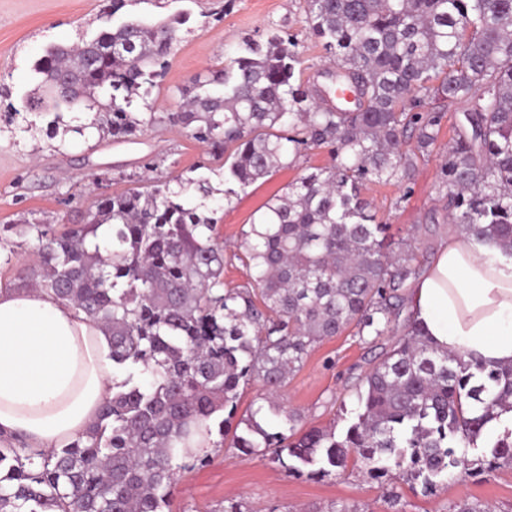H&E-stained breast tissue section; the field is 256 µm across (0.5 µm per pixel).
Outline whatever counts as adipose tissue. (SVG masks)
I'll use <instances>...</instances> for the list:
<instances>
[{
  "label": "adipose tissue",
  "instance_id": "adipose-tissue-1",
  "mask_svg": "<svg viewBox=\"0 0 512 512\" xmlns=\"http://www.w3.org/2000/svg\"><path fill=\"white\" fill-rule=\"evenodd\" d=\"M409 310L437 347L512 363V262L452 233L409 290ZM121 369L111 334L36 288L0 287V435L50 451L85 433Z\"/></svg>",
  "mask_w": 512,
  "mask_h": 512
}]
</instances>
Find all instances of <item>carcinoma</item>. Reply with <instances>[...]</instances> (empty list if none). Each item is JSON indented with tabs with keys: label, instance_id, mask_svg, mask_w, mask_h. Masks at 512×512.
Returning a JSON list of instances; mask_svg holds the SVG:
<instances>
[{
	"label": "carcinoma",
	"instance_id": "cac0c4a2",
	"mask_svg": "<svg viewBox=\"0 0 512 512\" xmlns=\"http://www.w3.org/2000/svg\"><path fill=\"white\" fill-rule=\"evenodd\" d=\"M305 23L354 83V107L323 103L302 80L294 35L245 39L235 57L178 89L166 113L220 162L200 175L146 179L102 197L86 223L48 235L36 224L39 286L111 333L124 376L97 422L49 454L0 447V512H169L176 474L210 461L218 433L244 455L316 478L361 466L425 493L453 478L512 468V364L437 348L405 313L420 276L415 250L391 249L390 226L361 195L367 182L414 180L438 141L444 108H467L440 165L452 223L512 258V0H305ZM189 16L111 24L55 45L14 112L92 113L116 140L156 123L146 102ZM115 51H103L107 45ZM69 73L79 102L59 96ZM312 148L331 162L253 213L240 248L252 284L224 285L218 208ZM112 248V260L101 255ZM346 331L397 337L359 387L341 433L299 425L282 402L309 352ZM261 393L232 428L241 384ZM271 412L279 430L256 420Z\"/></svg>",
	"mask_w": 512,
	"mask_h": 512
}]
</instances>
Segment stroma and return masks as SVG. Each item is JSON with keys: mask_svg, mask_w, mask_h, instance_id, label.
I'll list each match as a JSON object with an SVG mask.
<instances>
[{"mask_svg": "<svg viewBox=\"0 0 512 512\" xmlns=\"http://www.w3.org/2000/svg\"><path fill=\"white\" fill-rule=\"evenodd\" d=\"M191 14L178 33L154 109L178 107L179 87L234 57L242 40H265L273 32L292 34L305 45L303 77L325 88L330 67L320 43L305 30L304 0H129L113 11L112 0H0V286L24 288L35 263L34 235H21L29 224L58 233L82 223L102 196L137 186L142 177L169 180L193 176L211 165L205 147L188 130L167 123L124 141L91 132L70 135L67 142L50 137L49 115L12 112V105L33 88L34 62L53 44H72L95 35L108 15L117 20L140 17L157 23L179 12ZM454 103L440 133L439 144L418 163L412 190L398 184H368L364 196L395 237H415L423 264H430L443 238L453 232L446 198L439 194L440 158L461 117ZM323 149H310L295 164L259 180L219 210V241L224 247L226 287L246 285L250 272L239 258V244L252 213L298 177L326 165ZM438 222L427 225L429 214ZM394 336L369 344L347 332L325 340L290 379L284 402L302 417L304 426L336 425L344 429L356 409L361 380L391 348ZM207 466L181 472L172 512H219L225 500L243 499L252 512H329L347 504L357 512H454L463 501L495 505L512 512V469H497L458 479L438 495H424L420 486L398 480L376 482L358 468L322 480L292 477L270 460L246 456L233 448H213Z\"/></svg>", "mask_w": 512, "mask_h": 512, "instance_id": "35a3bbf8", "label": "stroma"}]
</instances>
